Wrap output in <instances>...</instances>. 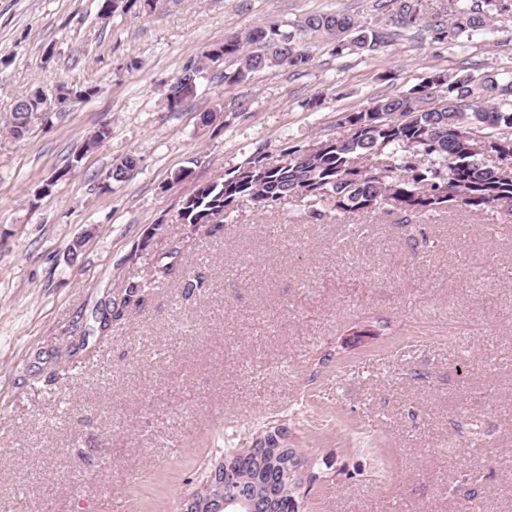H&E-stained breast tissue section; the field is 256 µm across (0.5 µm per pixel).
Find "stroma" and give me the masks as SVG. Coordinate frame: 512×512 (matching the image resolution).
Instances as JSON below:
<instances>
[{
    "label": "stroma",
    "mask_w": 512,
    "mask_h": 512,
    "mask_svg": "<svg viewBox=\"0 0 512 512\" xmlns=\"http://www.w3.org/2000/svg\"><path fill=\"white\" fill-rule=\"evenodd\" d=\"M426 4L373 51L316 40L305 69L232 87L213 66L173 109L182 68L259 22L345 10L374 28L386 11L121 0L105 17L100 0H0L1 501L181 512L225 449L279 428L317 476L302 512H458L450 490L469 473L489 512H512V219L455 206L407 226L385 210L317 221L285 200L243 204L213 233L176 220L197 185L336 135L378 96L512 71L511 15L451 46L430 29L440 0ZM39 89L63 99L12 138L15 102ZM129 155L127 178L108 179ZM133 284L143 302L124 305Z\"/></svg>",
    "instance_id": "obj_1"
}]
</instances>
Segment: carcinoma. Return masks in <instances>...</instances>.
Listing matches in <instances>:
<instances>
[{
    "instance_id": "cac0c4a2",
    "label": "carcinoma",
    "mask_w": 512,
    "mask_h": 512,
    "mask_svg": "<svg viewBox=\"0 0 512 512\" xmlns=\"http://www.w3.org/2000/svg\"><path fill=\"white\" fill-rule=\"evenodd\" d=\"M387 24L369 28L341 11L310 13L294 21L260 22L224 40L187 64L167 94L175 109L194 95L200 78L217 60L228 63L220 74L224 86L247 80L271 66L300 68L310 59L309 42L325 39L340 56L353 48L374 50L400 31L417 25L422 0H388ZM446 19L432 25L435 39L452 45L488 30L494 16L512 13V0H447ZM345 131L323 140L325 148L308 154L292 145L274 164L255 156L252 168L240 166L222 182L203 183L182 197V224H214L240 202L259 207L292 200L312 217L326 208L368 214L402 202L400 210L430 215L454 205L486 211L508 205L512 212V177L498 165L512 160V77L509 72L475 78L457 73L433 74L406 94L379 97L370 107L345 115ZM468 130L487 147L466 152L456 131ZM378 165H364L369 157ZM288 493L281 512H301L303 479L284 477ZM224 495L217 482L195 493L197 512H212Z\"/></svg>"
}]
</instances>
